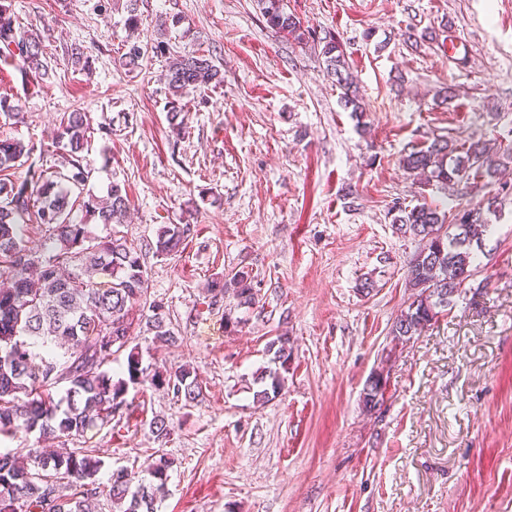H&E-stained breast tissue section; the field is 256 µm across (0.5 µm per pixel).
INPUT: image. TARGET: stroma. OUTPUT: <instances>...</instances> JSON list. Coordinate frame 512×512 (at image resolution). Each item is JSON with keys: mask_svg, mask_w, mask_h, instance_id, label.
<instances>
[{"mask_svg": "<svg viewBox=\"0 0 512 512\" xmlns=\"http://www.w3.org/2000/svg\"><path fill=\"white\" fill-rule=\"evenodd\" d=\"M304 26L343 44L367 112L340 102L321 48L267 28L256 0H140L138 40L209 53L218 87L189 93L184 138L172 134L165 61L128 73L123 0H12L40 34L53 76L43 84L0 61V93L20 123L0 136L33 145L37 166L62 168L63 113L87 112L86 184L131 201L120 231L141 251L176 344L134 333L144 365L194 367L203 398L184 405L144 386L120 421L66 440L119 467L173 461L158 512H512V166L448 188L409 176L400 159L437 135L512 145V0H286ZM177 25H160L163 15ZM429 33L406 45L405 31ZM79 44L88 70L68 54ZM454 98L442 104L441 88ZM491 232L473 280L421 335L394 343L421 247L396 233L393 204L466 208L489 197ZM194 224L179 252L156 256L165 224ZM248 267L260 303L210 306L211 278ZM371 280L370 293L360 284ZM233 326H226L225 317ZM293 347L281 395L254 400L268 342ZM386 380L380 410L362 392ZM164 418L169 438L149 424ZM384 384H383V373L381 371H375L370 374L368 379L366 380L364 389H363V406L364 408L371 412L379 404L382 405L383 397H384Z\"/></svg>", "mask_w": 512, "mask_h": 512, "instance_id": "35a3bbf8", "label": "stroma"}]
</instances>
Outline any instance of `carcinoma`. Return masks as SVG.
Instances as JSON below:
<instances>
[{
	"label": "carcinoma",
	"mask_w": 512,
	"mask_h": 512,
	"mask_svg": "<svg viewBox=\"0 0 512 512\" xmlns=\"http://www.w3.org/2000/svg\"><path fill=\"white\" fill-rule=\"evenodd\" d=\"M257 5L274 32L298 43L311 39L322 44L326 72L336 77L345 107L362 118L366 105L336 37L321 38L303 28L286 11L284 0H257ZM46 55L41 40L17 24L11 0H0V56L16 60L42 83L50 79ZM150 55L166 61L168 120L181 135L184 129L178 118L185 107V91L217 87L224 82L223 73L207 55H176L164 41L144 45L127 40L121 63L135 70ZM0 116L22 117L20 106L7 94H0ZM89 129L84 112L62 116L56 144L64 150L69 169L59 176L25 166L33 147L0 137V276L9 281V286L0 288V436L37 433L45 438H82L127 407L130 388L146 384L171 393L186 406L203 395L189 366L145 367L137 348H127L136 321L145 322L155 339L167 343L175 341V328L163 300L151 296L137 248L116 230L103 238L86 230L90 219L106 226L124 223L129 208L127 193L117 183L103 197L91 192L74 195L73 189L84 186L89 177L83 165ZM510 160L509 146L495 149L472 141L460 148L453 139L437 136L405 153L401 164L427 183L453 185L473 174L492 178ZM24 166L25 173L15 175ZM497 205V198L491 197L472 208L448 211L426 202L410 209L397 205L390 209L395 230L423 242L408 267L411 301L391 326L395 342H406L431 326L451 297L473 278L477 264L471 245L488 232L485 214ZM31 224L46 228L48 243L38 263L20 266L16 255L25 251L23 238ZM195 228L189 223L163 225L154 254L166 257L178 252ZM252 280L251 272L243 268L216 275L208 287L209 305L225 298L240 307L259 304ZM109 328L117 340L111 348L104 343ZM125 349L123 376L116 379L103 366ZM267 352L273 354L271 362L277 368L269 367L255 377L259 402L277 396L285 386L282 372L292 357L289 338L277 336L268 343ZM63 382L67 387L59 397L56 388ZM384 391L383 372L371 373L363 389L364 408L371 412L383 403ZM171 466L161 455L137 473L117 468L103 484L97 478L101 462L80 451L0 452V512H91L93 501L105 492L120 512H157V496Z\"/></svg>",
	"instance_id": "cac0c4a2"
}]
</instances>
